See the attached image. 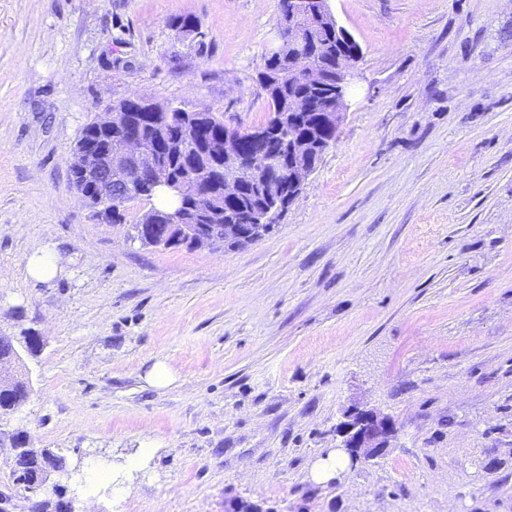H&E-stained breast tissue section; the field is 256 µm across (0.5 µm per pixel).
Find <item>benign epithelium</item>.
Instances as JSON below:
<instances>
[{"mask_svg":"<svg viewBox=\"0 0 512 512\" xmlns=\"http://www.w3.org/2000/svg\"><path fill=\"white\" fill-rule=\"evenodd\" d=\"M302 0H292L288 9V52L298 60V72L311 83L328 81V75L317 68L314 55L307 43L293 36L296 21L302 17L298 12ZM356 69V60L338 57L336 59L335 89L328 102L326 122L339 128L347 109V94ZM127 106L114 110L107 107L94 120V130L101 135L112 134V127L125 126V136L115 149H104L88 143L76 150L74 161L78 171L73 187L89 205L112 208L118 198L112 189V170L134 169L145 174L146 185L150 189L163 191L174 200L182 203L201 196L204 188L221 175L224 178V196H235L245 180L256 185L262 204L251 214L249 224H226L224 229L214 226L204 227L185 223L182 210L174 209L167 215L165 223L150 224L147 229L158 234V238L175 242L183 239L197 247L224 246L231 239L247 240L264 224H269L288 202H293L307 178L314 172L315 164L300 158L305 145L297 137H288V152L283 154L267 149L270 139L285 129L276 124L269 130H260L254 136L258 145L251 165L243 164L241 154L227 146L220 153V163L211 167L196 169L186 178L172 176L156 156L157 147L146 138L136 125L135 113L142 112L152 104L144 96L126 99ZM290 172V180L296 191L287 193L288 184L283 181L284 172ZM396 426L388 417L369 409L354 408L344 415V420L336 426L341 438V446L352 460L370 461L381 456L394 435Z\"/></svg>","mask_w":512,"mask_h":512,"instance_id":"1","label":"benign epithelium"}]
</instances>
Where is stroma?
<instances>
[{"mask_svg": "<svg viewBox=\"0 0 512 512\" xmlns=\"http://www.w3.org/2000/svg\"><path fill=\"white\" fill-rule=\"evenodd\" d=\"M328 5L363 50L337 139L271 233L210 250L132 239L148 199L102 222L71 154L133 94L264 123L279 0H0V332L41 338L0 431L65 458L75 512H512V0ZM354 407L390 447L315 482ZM25 267L28 276L36 281H48L65 271L54 247H42L26 257Z\"/></svg>", "mask_w": 512, "mask_h": 512, "instance_id": "obj_1", "label": "stroma"}]
</instances>
